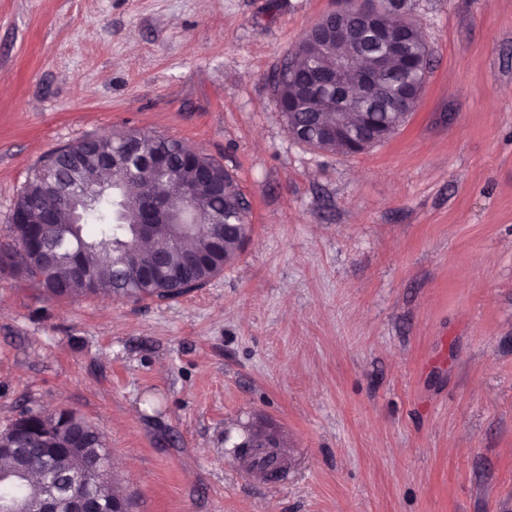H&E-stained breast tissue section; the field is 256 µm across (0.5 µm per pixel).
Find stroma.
<instances>
[{
	"instance_id": "obj_1",
	"label": "stroma",
	"mask_w": 512,
	"mask_h": 512,
	"mask_svg": "<svg viewBox=\"0 0 512 512\" xmlns=\"http://www.w3.org/2000/svg\"><path fill=\"white\" fill-rule=\"evenodd\" d=\"M420 101L363 153L271 76L336 0H0V248L46 153L141 130L220 161L249 238L172 300L0 269V430L96 426L130 512H512V0H410ZM272 430L284 480L233 447Z\"/></svg>"
}]
</instances>
